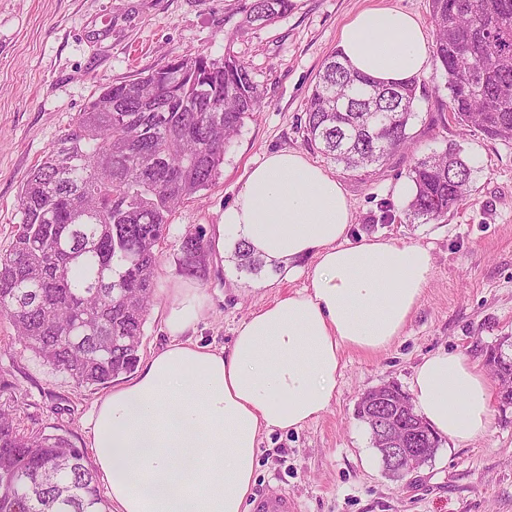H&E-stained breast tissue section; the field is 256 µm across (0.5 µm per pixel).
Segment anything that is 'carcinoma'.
<instances>
[{
    "label": "carcinoma",
    "instance_id": "obj_1",
    "mask_svg": "<svg viewBox=\"0 0 512 512\" xmlns=\"http://www.w3.org/2000/svg\"><path fill=\"white\" fill-rule=\"evenodd\" d=\"M433 61L448 78L455 121L512 141V0H429ZM291 0H249L244 23L267 25ZM419 83H379L336 52L305 108L304 141L357 172L410 146ZM261 90L231 47L177 57L104 88L29 173L21 223L0 254V316L44 364L79 385H105L139 361L155 269L176 208L208 189ZM406 215L428 224L470 193L457 149L417 156ZM181 268L192 277L209 251L187 232ZM237 269L265 268L239 241ZM0 512H106L85 452L59 434L26 432L0 410Z\"/></svg>",
    "mask_w": 512,
    "mask_h": 512
}]
</instances>
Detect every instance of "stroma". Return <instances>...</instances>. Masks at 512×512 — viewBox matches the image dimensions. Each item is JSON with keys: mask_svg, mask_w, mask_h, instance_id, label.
<instances>
[{"mask_svg": "<svg viewBox=\"0 0 512 512\" xmlns=\"http://www.w3.org/2000/svg\"><path fill=\"white\" fill-rule=\"evenodd\" d=\"M246 0H0V252L20 222L18 199L35 165L102 88L138 79L194 51L219 58L225 47L245 60L262 91L258 112L227 149L209 189L180 206L155 270L156 297L139 351L148 359L170 341L167 290L181 280L180 243L202 232L210 243L194 278L208 298L194 338L229 346L251 312L305 287L307 277L237 270L214 243L217 224L262 156L277 149L306 152L336 173L353 209L351 240L378 234L427 248L433 277L403 336L385 351L347 353L329 409L294 431L262 436L253 492H288L297 512H512V404L493 398L490 430L458 446L440 439L425 465L405 480L388 477L368 426L355 415L367 390L393 383L409 391L423 356L448 350L485 364L488 348L512 338V141L462 129L448 109L444 71L428 65L412 134V150L386 165L342 171L307 146L305 104L342 28L361 10L397 7L420 20L434 43L429 0H293L266 26L243 25ZM459 149L471 166L470 197L427 224L405 210L414 155ZM108 386H80L52 370L19 342L0 318V408L28 432L67 436L89 448L90 417Z\"/></svg>", "mask_w": 512, "mask_h": 512, "instance_id": "obj_1", "label": "stroma"}]
</instances>
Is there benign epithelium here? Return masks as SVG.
<instances>
[{"label":"benign epithelium","mask_w":512,"mask_h":512,"mask_svg":"<svg viewBox=\"0 0 512 512\" xmlns=\"http://www.w3.org/2000/svg\"><path fill=\"white\" fill-rule=\"evenodd\" d=\"M363 400L370 411L375 437L380 441L378 452L392 477L403 480L432 458L429 430L390 398L386 386L366 391Z\"/></svg>","instance_id":"1"}]
</instances>
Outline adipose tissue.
<instances>
[{
  "mask_svg": "<svg viewBox=\"0 0 512 512\" xmlns=\"http://www.w3.org/2000/svg\"><path fill=\"white\" fill-rule=\"evenodd\" d=\"M348 64L380 81L424 73L419 20L367 8L344 26ZM353 212L336 175L298 150L267 153L225 206L217 246L246 241L267 265L307 259V287L252 312L231 346L187 338L206 297L169 288V343L98 401L91 446L114 512H246L260 436L298 430L331 405L348 351L376 354L402 336L432 278L429 252L379 235L351 242ZM416 412L462 445L492 424L491 383L448 351L425 356L410 382Z\"/></svg>",
  "mask_w": 512,
  "mask_h": 512,
  "instance_id": "adipose-tissue-1",
  "label": "adipose tissue"
}]
</instances>
